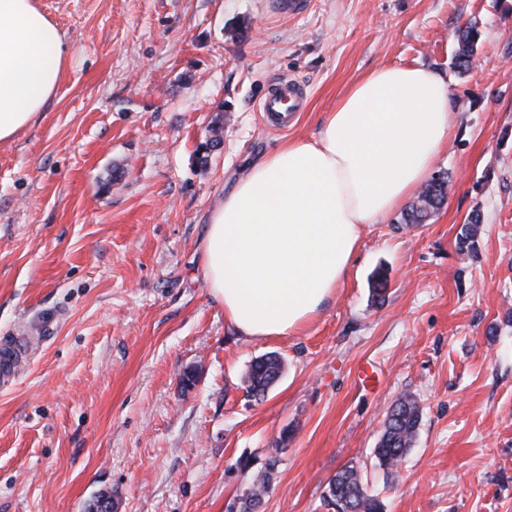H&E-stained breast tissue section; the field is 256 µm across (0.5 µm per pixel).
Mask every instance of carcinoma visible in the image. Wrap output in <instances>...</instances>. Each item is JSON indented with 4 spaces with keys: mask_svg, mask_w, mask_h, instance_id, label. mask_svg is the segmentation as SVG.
<instances>
[{
    "mask_svg": "<svg viewBox=\"0 0 512 512\" xmlns=\"http://www.w3.org/2000/svg\"><path fill=\"white\" fill-rule=\"evenodd\" d=\"M480 37V31L470 26L461 31V51L455 57V66L467 71L472 66L474 45ZM446 195V182L427 184L418 204L404 216L407 224H422L428 215L439 209ZM481 223V214L474 212L468 217L467 223L459 236V250L471 251L476 227ZM282 361L275 354L260 357L252 362L246 377L247 390L252 397L260 399L268 389L280 378ZM420 408L411 395L399 397L388 409L384 421V429L374 448L376 465L387 475L393 473L407 455L420 425ZM275 456L268 457L262 468L250 472L252 461L247 457L239 460L240 471L249 476L246 491L240 496L242 504L240 512H255L260 506L263 496L270 489V480L277 466ZM325 506L334 512H384V504L378 498L368 494L360 471L354 466L340 470L328 483L323 495Z\"/></svg>",
    "mask_w": 512,
    "mask_h": 512,
    "instance_id": "obj_1",
    "label": "carcinoma"
}]
</instances>
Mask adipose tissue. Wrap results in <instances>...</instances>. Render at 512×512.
<instances>
[{"label": "adipose tissue", "mask_w": 512, "mask_h": 512, "mask_svg": "<svg viewBox=\"0 0 512 512\" xmlns=\"http://www.w3.org/2000/svg\"><path fill=\"white\" fill-rule=\"evenodd\" d=\"M69 59L64 33L37 0H0V142L30 127ZM443 76L383 66L355 80L312 139L254 161L210 215L199 272L247 338L298 334L336 295L365 225L426 181L448 141Z\"/></svg>", "instance_id": "adipose-tissue-1"}]
</instances>
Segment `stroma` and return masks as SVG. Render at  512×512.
<instances>
[{
  "mask_svg": "<svg viewBox=\"0 0 512 512\" xmlns=\"http://www.w3.org/2000/svg\"><path fill=\"white\" fill-rule=\"evenodd\" d=\"M271 3L38 0L69 62L36 122L0 143V345L35 341L0 387V512H85L101 491L115 512H227L244 456L278 459L258 512H327L347 466L386 512H512V0H310L288 18ZM386 65L448 84L442 207L367 225L298 335L230 333L199 275L210 212ZM282 77L306 98L285 130L258 111ZM268 353L285 371L257 400L242 377ZM403 394L422 419L387 476L372 450ZM480 37V32L475 26L466 27L461 31L460 42L461 51L455 57V66L457 69L468 71L472 66V55L474 45Z\"/></svg>",
  "mask_w": 512,
  "mask_h": 512,
  "instance_id": "stroma-1",
  "label": "stroma"
}]
</instances>
